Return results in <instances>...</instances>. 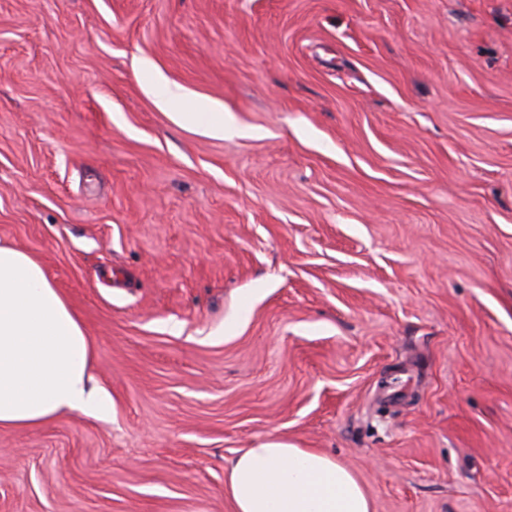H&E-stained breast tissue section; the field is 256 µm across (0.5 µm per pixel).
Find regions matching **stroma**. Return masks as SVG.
<instances>
[{
	"label": "stroma",
	"instance_id": "35a3bbf8",
	"mask_svg": "<svg viewBox=\"0 0 512 512\" xmlns=\"http://www.w3.org/2000/svg\"><path fill=\"white\" fill-rule=\"evenodd\" d=\"M0 243L112 397L0 429V512H233L267 439L512 512V0H0ZM151 92L156 106L161 110H175L184 97L180 87L165 84L161 79L151 86Z\"/></svg>",
	"mask_w": 512,
	"mask_h": 512
}]
</instances>
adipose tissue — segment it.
I'll return each mask as SVG.
<instances>
[{
  "mask_svg": "<svg viewBox=\"0 0 512 512\" xmlns=\"http://www.w3.org/2000/svg\"><path fill=\"white\" fill-rule=\"evenodd\" d=\"M91 340L40 261L0 244V429L44 424L62 410L103 418L110 394L88 373ZM233 512H372L356 477L310 448L265 441L230 466Z\"/></svg>",
  "mask_w": 512,
  "mask_h": 512,
  "instance_id": "obj_1",
  "label": "adipose tissue"
}]
</instances>
